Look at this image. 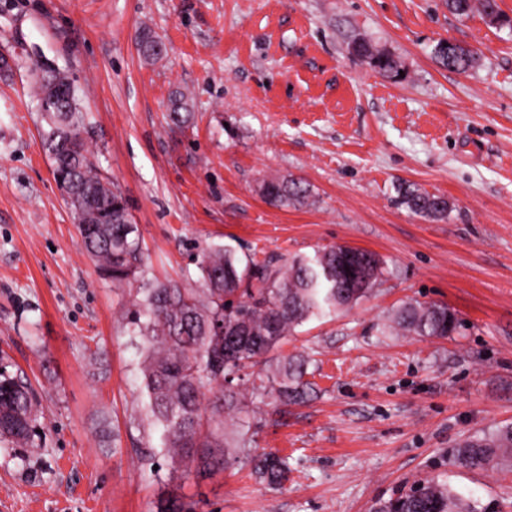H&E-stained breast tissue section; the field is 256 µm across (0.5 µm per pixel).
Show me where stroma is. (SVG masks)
<instances>
[{
	"instance_id": "1",
	"label": "stroma",
	"mask_w": 512,
	"mask_h": 512,
	"mask_svg": "<svg viewBox=\"0 0 512 512\" xmlns=\"http://www.w3.org/2000/svg\"><path fill=\"white\" fill-rule=\"evenodd\" d=\"M166 45L138 51L142 27ZM388 50L403 78L348 52ZM478 55L442 67L438 42ZM0 53L67 71L103 177L129 202L148 274L197 285L202 248L258 261L346 244L384 276L348 310L314 318L281 352L309 357L314 393L276 419L262 407L256 452L287 456L273 489L248 464L174 481L135 447L144 418L139 353L123 293L80 247L52 174L24 70L0 77V361L39 395L43 433L0 449V512H372L438 477L488 512H512V467L472 471L450 453L512 424V27L447 0H0ZM195 111L166 125L169 96ZM292 177L307 205L280 207L262 180ZM407 182L448 198L426 220L398 202ZM409 300L448 305L444 339L388 331ZM195 118L191 99L181 90L176 89L170 95L168 120L171 131L190 126Z\"/></svg>"
}]
</instances>
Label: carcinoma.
<instances>
[{
	"instance_id": "1",
	"label": "carcinoma",
	"mask_w": 512,
	"mask_h": 512,
	"mask_svg": "<svg viewBox=\"0 0 512 512\" xmlns=\"http://www.w3.org/2000/svg\"><path fill=\"white\" fill-rule=\"evenodd\" d=\"M458 15L477 10L491 23L503 21L497 0H448ZM138 50L148 61L159 60L163 43L149 28L140 32ZM349 53L375 71L400 75L394 56L359 38ZM435 57L445 68L465 72L476 53L460 44L439 43ZM36 108L46 128L42 143L54 178L67 194L81 246L100 275L130 299L122 305L133 327L140 360L143 409L158 433L159 453L170 462L168 476L181 478L223 470L242 456L259 482L277 487L288 479V461L272 452L250 453L251 415L273 397L283 405L307 400L312 384L305 380L308 361L277 355L280 345L313 316L350 308L367 298L383 275V262H366L374 253L332 245L312 258H280L258 263L236 251L212 247L198 254L202 287L147 276L142 238L119 187L98 171L84 138L87 117L69 74L45 57L26 65ZM195 118L191 99L181 90L169 99L170 129L181 130ZM263 198L275 206L308 202L309 188L300 180L263 182ZM399 202L430 220L448 215L441 195L410 184L398 188ZM390 328L417 336L448 337L456 318L435 303L405 302L389 318ZM213 395L209 406L203 390ZM239 422L224 431V411ZM39 426L37 396L20 375L0 369V440L25 448L33 445ZM453 463L469 470H488L512 462V425L472 438L453 449ZM374 512H480L477 501L435 479L407 493L381 501Z\"/></svg>"
}]
</instances>
